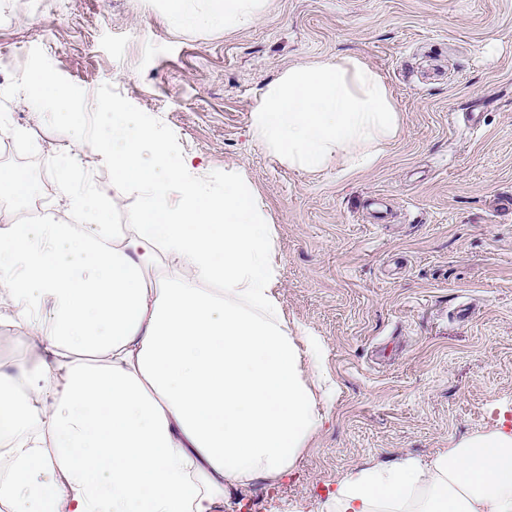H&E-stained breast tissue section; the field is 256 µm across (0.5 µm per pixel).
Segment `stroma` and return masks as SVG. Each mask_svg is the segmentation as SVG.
I'll list each match as a JSON object with an SVG mask.
<instances>
[{"label":"stroma","mask_w":512,"mask_h":512,"mask_svg":"<svg viewBox=\"0 0 512 512\" xmlns=\"http://www.w3.org/2000/svg\"><path fill=\"white\" fill-rule=\"evenodd\" d=\"M166 0H0V115L39 145L0 167L61 190L65 127L12 89L45 70L138 113L214 183L245 172L274 226L289 320L326 347L338 392L279 480L214 512H324L348 472L427 461L512 419V0H267L246 28L179 30ZM354 55L389 85L402 129L352 177L256 146L251 114L288 68Z\"/></svg>","instance_id":"35a3bbf8"}]
</instances>
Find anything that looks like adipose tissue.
Returning a JSON list of instances; mask_svg holds the SVG:
<instances>
[{
	"instance_id": "ef3b65f1",
	"label": "adipose tissue",
	"mask_w": 512,
	"mask_h": 512,
	"mask_svg": "<svg viewBox=\"0 0 512 512\" xmlns=\"http://www.w3.org/2000/svg\"><path fill=\"white\" fill-rule=\"evenodd\" d=\"M168 0L177 29L253 24L266 0ZM18 88L36 117L68 118L62 189L38 217L0 224V319L30 355L0 361V506L6 512H214L228 486L277 480L321 427L336 385L308 382L323 348L288 327L274 229L242 174L194 177L139 114L88 102V136L46 72ZM257 144L289 166L374 167L400 132L384 79L354 56L289 68L252 113ZM92 145L112 170L71 179ZM136 193L129 224L113 191ZM326 512H512V428L429 462L346 475Z\"/></svg>"
}]
</instances>
